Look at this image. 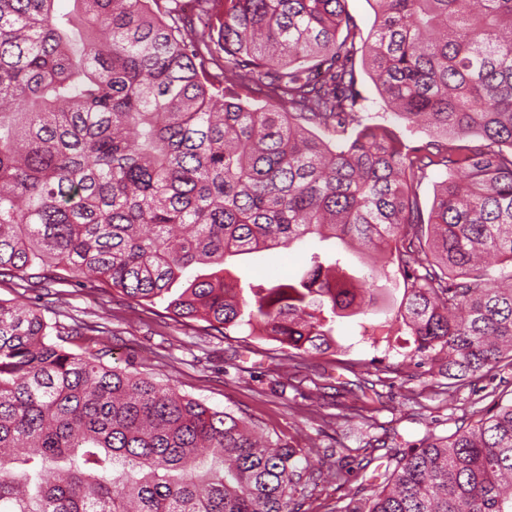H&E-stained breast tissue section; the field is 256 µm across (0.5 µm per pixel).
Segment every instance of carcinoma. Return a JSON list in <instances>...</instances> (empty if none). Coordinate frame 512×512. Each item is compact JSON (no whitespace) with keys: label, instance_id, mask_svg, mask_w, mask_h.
<instances>
[{"label":"carcinoma","instance_id":"cac0c4a2","mask_svg":"<svg viewBox=\"0 0 512 512\" xmlns=\"http://www.w3.org/2000/svg\"><path fill=\"white\" fill-rule=\"evenodd\" d=\"M71 2L0 0V276L63 270L334 356L337 324L372 312L370 281L395 266L382 338L407 332L452 392L512 366V273L479 266H512V0H369L366 38L346 0H198L216 22L189 33L158 0ZM358 59L397 119L449 145L405 152L363 123ZM431 166L447 177L426 214ZM311 234L382 264L358 278L315 251L287 282L230 278L228 260ZM192 267L209 272L173 289ZM65 342L41 308L0 301V512H288L300 449ZM345 512H512V403L425 435ZM427 174L428 176L419 190L420 205L426 214L429 212L433 201L435 183L445 178L446 170L442 166H432L428 169Z\"/></svg>","mask_w":512,"mask_h":512}]
</instances>
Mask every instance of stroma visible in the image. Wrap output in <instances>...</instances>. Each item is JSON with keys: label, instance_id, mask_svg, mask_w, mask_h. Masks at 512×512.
<instances>
[{"label": "stroma", "instance_id": "stroma-1", "mask_svg": "<svg viewBox=\"0 0 512 512\" xmlns=\"http://www.w3.org/2000/svg\"><path fill=\"white\" fill-rule=\"evenodd\" d=\"M358 88L366 116L397 135L403 148L426 145L431 135L409 129L381 101L367 74ZM320 242L310 235L291 248H273L233 258L230 267L243 281L284 280L305 263ZM0 300L36 303L48 319L64 328L80 322L86 335L70 337L68 347H108L107 364L152 377L179 393L218 410L245 416L272 440L302 449L308 459L303 478L291 495L290 512H344L357 485L381 487L396 458L426 433L452 435L462 422H473L474 409L512 402V367L502 366L497 380H475L448 395L441 376L416 368L408 349L372 341L368 326L382 317L369 314L343 325L342 353L335 358L282 356L279 345L247 331L222 335L202 321L174 320L163 305L141 307L98 283L66 280L33 288L20 279L0 277ZM416 402H409L410 393ZM356 408L354 421L337 422ZM347 448L360 463L357 481L331 477L332 449Z\"/></svg>", "mask_w": 512, "mask_h": 512}]
</instances>
